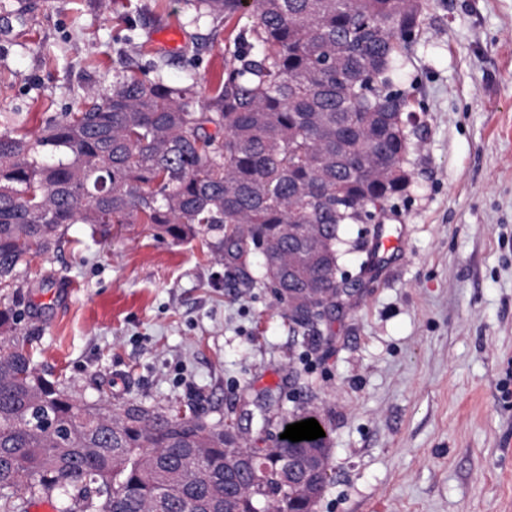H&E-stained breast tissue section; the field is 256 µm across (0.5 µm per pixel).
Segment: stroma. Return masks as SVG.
Masks as SVG:
<instances>
[{
  "label": "stroma",
  "instance_id": "obj_1",
  "mask_svg": "<svg viewBox=\"0 0 512 512\" xmlns=\"http://www.w3.org/2000/svg\"><path fill=\"white\" fill-rule=\"evenodd\" d=\"M170 22L205 46L156 43ZM250 23L193 21L183 0H0V113L35 131L129 61L207 91ZM408 54L417 149L384 217L402 245L371 254L376 225H347L349 291L320 325L253 283L254 256L74 224L0 286L38 369L82 402L234 413L258 448L276 445L261 404L277 429L317 413L333 441L316 512H512V0H425Z\"/></svg>",
  "mask_w": 512,
  "mask_h": 512
}]
</instances>
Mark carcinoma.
I'll return each instance as SVG.
<instances>
[{
  "label": "carcinoma",
  "instance_id": "carcinoma-1",
  "mask_svg": "<svg viewBox=\"0 0 512 512\" xmlns=\"http://www.w3.org/2000/svg\"><path fill=\"white\" fill-rule=\"evenodd\" d=\"M231 20L238 46L205 96L195 82L116 75L78 112L37 133L0 130V284L73 224L107 233L149 224L174 241L217 239L232 261L259 257L253 280L318 309L337 299L348 224L385 210L411 180L410 97L396 88L422 0H186ZM12 309L0 308V512L66 498L61 512H301L286 460L329 456L325 436L256 448L228 497L234 424L196 408L77 403L33 365ZM17 456L29 473L12 465Z\"/></svg>",
  "mask_w": 512,
  "mask_h": 512
}]
</instances>
